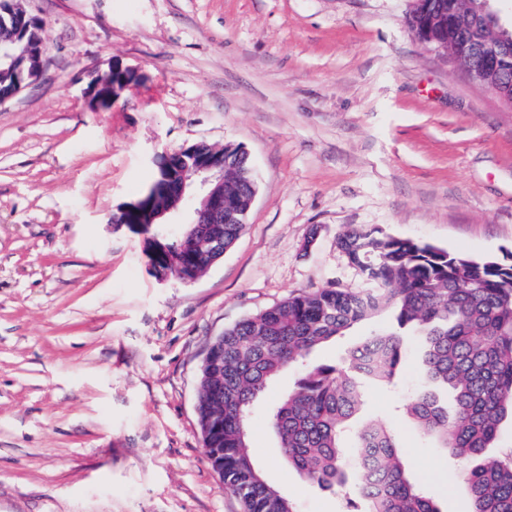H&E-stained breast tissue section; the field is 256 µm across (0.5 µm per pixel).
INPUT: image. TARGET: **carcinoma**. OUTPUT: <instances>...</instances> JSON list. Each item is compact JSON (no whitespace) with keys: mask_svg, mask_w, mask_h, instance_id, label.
Wrapping results in <instances>:
<instances>
[{"mask_svg":"<svg viewBox=\"0 0 512 512\" xmlns=\"http://www.w3.org/2000/svg\"><path fill=\"white\" fill-rule=\"evenodd\" d=\"M433 33L458 50L480 38L458 37L434 25ZM11 48L0 61V96L24 84L37 66ZM226 177L230 202L250 191L243 172ZM338 246L376 289L355 292L324 288L300 293L224 329L199 380L200 415L219 430L204 441L208 455L224 469V486L244 512H297L294 502L268 484L258 470L248 438L251 408L286 368L302 377L270 414L269 424L288 467L323 489L352 479L358 502L345 512H439L413 482L393 432L366 424L344 447L342 437L360 405L359 380L389 382L401 361L402 336L423 337L420 369L425 381L450 393L453 410L432 390L410 397L406 412L426 436L457 461L466 486L468 512H512V455L492 456L503 420L512 415V259H474L429 244L397 238L378 228L350 229ZM390 308L396 326L353 347L342 364L311 365V351ZM357 468L347 476L344 451Z\"/></svg>","mask_w":512,"mask_h":512,"instance_id":"cac0c4a2","label":"carcinoma"}]
</instances>
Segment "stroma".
<instances>
[{
  "label": "stroma",
  "mask_w": 512,
  "mask_h": 512,
  "mask_svg": "<svg viewBox=\"0 0 512 512\" xmlns=\"http://www.w3.org/2000/svg\"><path fill=\"white\" fill-rule=\"evenodd\" d=\"M47 31L38 79L0 101V512H242L195 410L206 350L244 317L322 288L363 291L349 227L475 259L512 253V108L423 44L410 0H22ZM139 80L108 108L112 61ZM249 154L245 228L197 280L158 281L143 235L113 223L157 155ZM392 311L314 351L332 363ZM398 387L363 389L441 512H467L455 461L402 413L423 385L405 337ZM255 405L254 461L297 512H342L301 478ZM117 67H119L122 71H126L128 74L132 75L133 76L132 80L125 82L122 86H119L115 81H113V75H114ZM103 78H104V76L96 78L94 83L91 85V87L88 90L92 100H94L96 103H100L102 97L110 94L108 92V86H107L106 82L103 81ZM137 79H138V75L134 70L128 69V68H122V66H120L119 64L112 63V94H110L112 96V102L115 98H117L119 96V94L126 87H128L130 84L135 82Z\"/></svg>",
  "instance_id": "obj_1"
}]
</instances>
